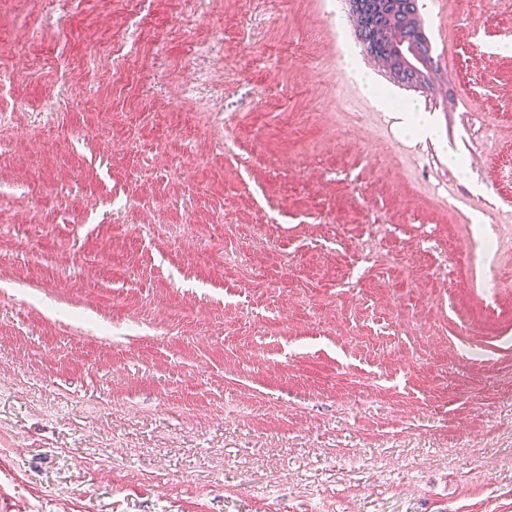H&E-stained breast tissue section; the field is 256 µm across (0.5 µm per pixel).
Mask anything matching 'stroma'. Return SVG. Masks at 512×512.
<instances>
[{"label": "stroma", "mask_w": 512, "mask_h": 512, "mask_svg": "<svg viewBox=\"0 0 512 512\" xmlns=\"http://www.w3.org/2000/svg\"><path fill=\"white\" fill-rule=\"evenodd\" d=\"M137 6L0 0V512H512V0H420L422 87L358 51L430 136L349 0ZM201 41L220 136L168 98Z\"/></svg>", "instance_id": "35a3bbf8"}]
</instances>
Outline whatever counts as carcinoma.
<instances>
[{"label": "carcinoma", "instance_id": "obj_1", "mask_svg": "<svg viewBox=\"0 0 512 512\" xmlns=\"http://www.w3.org/2000/svg\"><path fill=\"white\" fill-rule=\"evenodd\" d=\"M352 5L356 37L368 55L381 59L397 56L399 43L383 33L390 26L402 30L403 38L422 50L424 60H430L431 44L420 22L418 0H352Z\"/></svg>", "mask_w": 512, "mask_h": 512}]
</instances>
